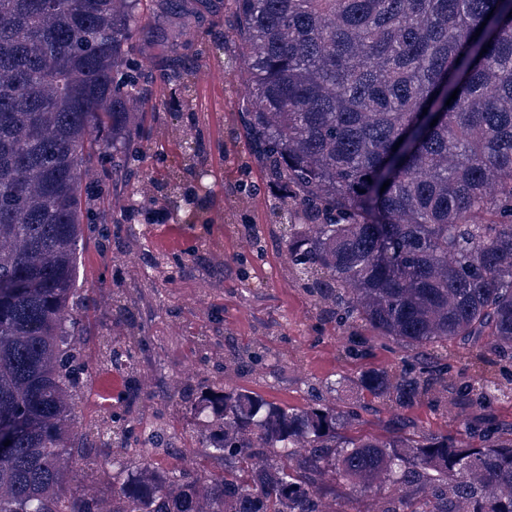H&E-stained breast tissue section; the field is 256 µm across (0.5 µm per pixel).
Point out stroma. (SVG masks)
Segmentation results:
<instances>
[{"label": "stroma", "instance_id": "stroma-1", "mask_svg": "<svg viewBox=\"0 0 512 512\" xmlns=\"http://www.w3.org/2000/svg\"><path fill=\"white\" fill-rule=\"evenodd\" d=\"M169 56L196 70L194 98L188 110L162 113L150 131L149 156L134 168L132 181L148 209L110 225L104 244L92 239L84 247L79 272L88 304L83 355L95 368L77 412L84 421L99 415L92 395L102 391L107 376L97 363L99 341L126 333L112 316V290L121 282L138 288L146 340L138 354L141 399L133 425L163 427L166 466L215 474L219 467L197 448L190 416L179 402L184 386L244 387L294 408L306 407L316 395L340 409L370 396L355 383L360 366L346 356L350 336L320 319L295 282L285 245L267 229L268 188L245 205L233 190L248 156L236 112L247 97L244 76L225 72L220 53L202 58L193 48L174 45ZM187 133L200 143L193 161L183 159L177 148ZM200 169L209 172L200 203L212 222L204 227L183 224L180 214L156 204L161 187L153 181L162 172L190 184ZM178 223L192 252L169 255L163 272L147 275V264L161 247L163 225ZM248 224L264 228L262 249H255L245 233ZM203 334L210 342L201 350L196 341ZM247 344L257 359L243 368H225V359Z\"/></svg>", "mask_w": 512, "mask_h": 512}]
</instances>
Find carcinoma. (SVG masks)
<instances>
[{"mask_svg": "<svg viewBox=\"0 0 512 512\" xmlns=\"http://www.w3.org/2000/svg\"><path fill=\"white\" fill-rule=\"evenodd\" d=\"M153 2L0 0V512H322L344 482L369 512H512V422L485 414L505 395L491 369L512 363V0H224L197 50L246 76L240 123L300 287L370 333L349 356L382 341L407 353L357 378L394 411L384 434L353 430L352 408L189 387L179 398L222 474L160 467L156 435L130 456L144 337L122 290L112 312L130 335L101 349L126 378L122 409L75 430L84 225L114 219V191L142 208L127 175L156 107L133 55ZM206 3L175 17L171 41ZM193 79L165 67L169 102L189 106ZM107 155L89 196L84 176ZM166 188L187 223H209L181 184ZM450 346L484 367L434 364ZM425 400L458 410L465 440L419 429L406 410ZM89 442L125 450L104 491L68 479Z\"/></svg>", "mask_w": 512, "mask_h": 512, "instance_id": "cac0c4a2", "label": "carcinoma"}]
</instances>
